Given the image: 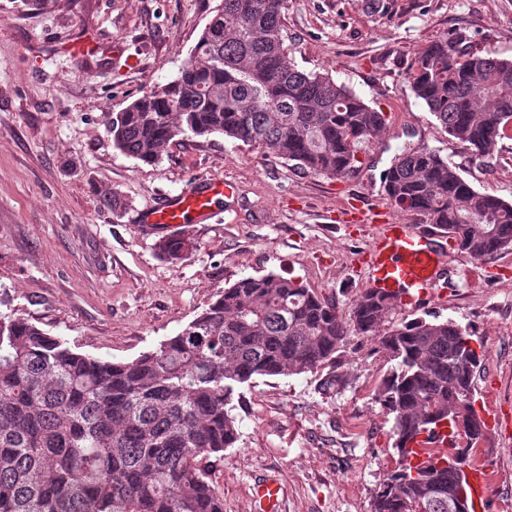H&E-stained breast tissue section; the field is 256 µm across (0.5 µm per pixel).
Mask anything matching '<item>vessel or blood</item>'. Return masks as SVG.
Here are the masks:
<instances>
[{
    "instance_id": "1",
    "label": "vessel or blood",
    "mask_w": 512,
    "mask_h": 512,
    "mask_svg": "<svg viewBox=\"0 0 512 512\" xmlns=\"http://www.w3.org/2000/svg\"><path fill=\"white\" fill-rule=\"evenodd\" d=\"M231 193L230 185L223 179L201 178L181 193L161 199L140 214L139 221L153 230L201 224ZM361 218L377 227L362 254L369 270V287L407 303H432L445 267L444 253L426 233L400 223L379 208L363 209ZM491 481L485 469L471 472L468 490L475 512H489ZM281 501L282 486L277 478L269 476L254 483L252 512H283Z\"/></svg>"
}]
</instances>
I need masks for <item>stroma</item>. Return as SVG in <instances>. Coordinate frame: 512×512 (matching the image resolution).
Masks as SVG:
<instances>
[{
    "mask_svg": "<svg viewBox=\"0 0 512 512\" xmlns=\"http://www.w3.org/2000/svg\"><path fill=\"white\" fill-rule=\"evenodd\" d=\"M288 0L298 69L353 89L387 126L341 180L307 174L219 135L184 140L156 164L112 145L113 113L172 79L220 0H0V316L23 315L74 351L130 361L175 336L241 278L292 277L347 312L368 281L358 255L375 232L354 200L391 211L382 173L399 149L425 146L475 189L512 202V140L485 162L449 138L415 97L405 67L438 36L465 52L512 57V0ZM114 41L115 59L81 54ZM234 195L196 250L169 262L159 232L133 216L197 178ZM114 208L101 207L102 198ZM446 279L432 308L482 344L474 400L488 438L474 464L492 475L491 512H512V251L474 259L445 237ZM389 369L378 342L349 333L334 363L297 376H257L235 402L239 438L211 458L224 512H251L256 476L273 473L284 512H372L399 466L393 417L377 399ZM334 389L323 390L328 375Z\"/></svg>",
    "mask_w": 512,
    "mask_h": 512,
    "instance_id": "1",
    "label": "stroma"
}]
</instances>
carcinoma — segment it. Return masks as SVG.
I'll use <instances>...</instances> for the list:
<instances>
[{"mask_svg":"<svg viewBox=\"0 0 512 512\" xmlns=\"http://www.w3.org/2000/svg\"><path fill=\"white\" fill-rule=\"evenodd\" d=\"M288 0H221L176 76L112 116L113 146L145 163L166 147L213 134L341 180L362 168L385 113L320 73L297 68L285 46ZM415 95L456 142L484 162L512 137V58L464 53L433 40L410 64ZM391 205L431 224L481 259L512 250V203L482 193L426 146H406L383 174ZM185 237L155 243L184 259ZM397 300L364 289L342 315L335 301L275 273L225 288L185 328L127 362L85 355L28 318L0 317V512H224L207 459L232 447L240 387L335 359L348 331L374 336L388 361L377 398L394 415L401 466L372 512H448L453 467L428 465L446 448H408L448 419L469 466L486 440L471 404L476 370L459 352L467 329L437 315L386 329Z\"/></svg>","mask_w":512,"mask_h":512,"instance_id":"carcinoma-1","label":"carcinoma"}]
</instances>
